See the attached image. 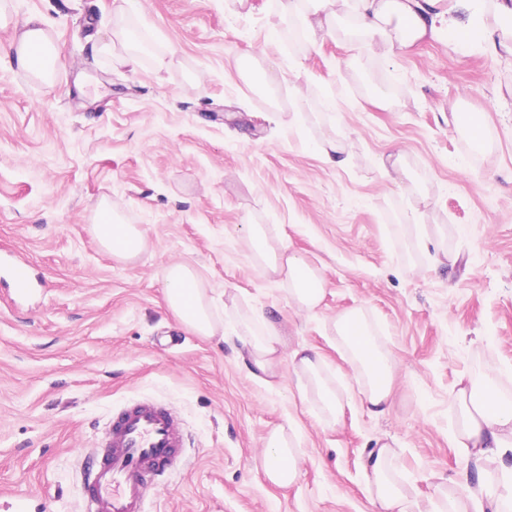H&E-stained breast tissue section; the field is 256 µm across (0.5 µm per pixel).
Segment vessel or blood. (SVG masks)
<instances>
[{
	"label": "vessel or blood",
	"instance_id": "obj_1",
	"mask_svg": "<svg viewBox=\"0 0 512 512\" xmlns=\"http://www.w3.org/2000/svg\"><path fill=\"white\" fill-rule=\"evenodd\" d=\"M8 278L20 295L33 286L32 269L21 260L9 266ZM184 446L183 433L163 405L142 400L115 410L100 451L83 472L87 512H144L147 491Z\"/></svg>",
	"mask_w": 512,
	"mask_h": 512
}]
</instances>
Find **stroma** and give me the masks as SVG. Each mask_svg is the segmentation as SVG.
Instances as JSON below:
<instances>
[{
    "label": "stroma",
    "instance_id": "obj_1",
    "mask_svg": "<svg viewBox=\"0 0 512 512\" xmlns=\"http://www.w3.org/2000/svg\"><path fill=\"white\" fill-rule=\"evenodd\" d=\"M113 9L11 0L0 23V254L40 283L20 299L0 282V512H85L84 462L113 410L142 398L167 405L186 438L145 512H376L364 466L380 441L424 504L497 481L512 451L490 463L451 435L463 377L491 374L512 394V50L378 48L336 31L312 52L289 45L277 0H141L127 18L137 56ZM30 13L51 20L60 50L51 89L9 53ZM460 112L483 114V146ZM326 140L346 145L344 164L323 157ZM103 201L146 232L138 261L97 240ZM413 210L442 250L419 247ZM250 224L322 271L316 312L294 311L261 273ZM174 262L213 288L223 318L264 309L288 349L318 351L349 399L339 421H320L291 366L264 387L234 337L182 329L164 300ZM351 308L395 360L383 415L350 400L333 321ZM289 418L301 472L279 488L262 459Z\"/></svg>",
    "mask_w": 512,
    "mask_h": 512
}]
</instances>
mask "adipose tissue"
I'll use <instances>...</instances> for the list:
<instances>
[{
  "mask_svg": "<svg viewBox=\"0 0 512 512\" xmlns=\"http://www.w3.org/2000/svg\"><path fill=\"white\" fill-rule=\"evenodd\" d=\"M281 13L297 20L310 34L344 28L354 41L372 47L404 49L424 38H437L438 15L434 0H352L348 17L331 10V0H278ZM11 53L17 66L51 83L59 58L49 21L28 15L16 25ZM94 233L101 245L121 262L140 258L149 249L146 233L107 206L96 212ZM252 256L263 274L286 285L288 301L302 312L315 311L322 303L326 281L322 273L291 250L283 238L271 236L259 224L248 227ZM166 303L185 330L208 339L225 335L226 326L214 307L212 290L193 267L174 263L166 271ZM336 338L355 371L361 407L373 414L389 410L394 401L395 365L379 342L364 312L344 311L334 322ZM251 378L273 385L281 377L284 359H291L295 373L314 389L325 420L336 422L343 403L326 373L323 358L304 348L286 352L280 323L261 309L249 310L245 330L237 335ZM455 444L478 458L498 459L512 450V400L503 396L493 376L467 379L457 391ZM297 432L293 423L274 427L265 439L263 470L274 485L288 486L299 476ZM365 475L373 489L377 512H429L409 498L396 479V468L386 447L369 452ZM438 512H512V471L498 485L479 484L466 502L448 500Z\"/></svg>",
  "mask_w": 512,
  "mask_h": 512,
  "instance_id": "1",
  "label": "adipose tissue"
}]
</instances>
